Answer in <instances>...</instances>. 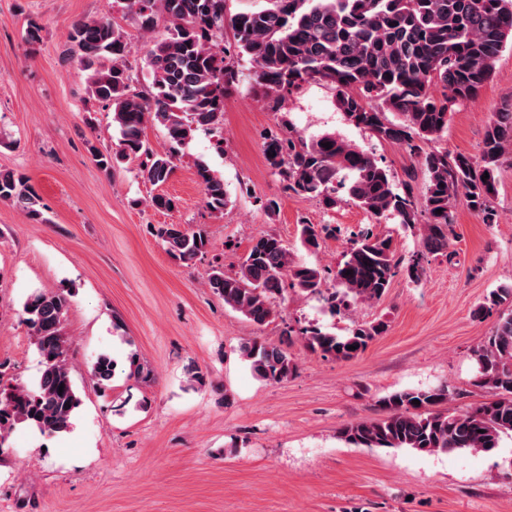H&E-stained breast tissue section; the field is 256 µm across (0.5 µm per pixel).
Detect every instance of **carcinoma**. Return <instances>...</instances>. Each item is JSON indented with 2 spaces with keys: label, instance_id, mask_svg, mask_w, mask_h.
Segmentation results:
<instances>
[{
  "label": "carcinoma",
  "instance_id": "1",
  "mask_svg": "<svg viewBox=\"0 0 512 512\" xmlns=\"http://www.w3.org/2000/svg\"><path fill=\"white\" fill-rule=\"evenodd\" d=\"M128 12L147 31L160 17L169 25L147 51L149 83L132 86L127 43L121 27L107 15L77 22L66 56L87 71L92 97L112 108L119 137L115 148L90 146L105 169L141 157L139 176L154 187L164 185L175 169L181 146L199 129L217 133L224 124V100L237 85L234 56L247 55L253 78L273 111L303 85L324 82L336 91V108L355 127L380 141L398 144L416 157L426 174L421 199L408 181L396 183L388 169L366 150L334 133L309 139L288 130L268 138L264 153L283 189L315 199L326 210L348 200L376 218H393L412 227L424 211V249L448 252L453 208L463 201L496 220L492 199L497 171L512 160V110L499 112L485 129L479 159L431 147L448 130V119L461 102L473 100L489 80L493 65L512 45V0H267L259 10L227 12V0H123ZM230 29L232 40L224 39ZM153 121L166 130L170 147L154 151L144 136ZM329 142L331 148L322 144ZM205 207L224 213L231 203L224 180L206 163L195 164ZM489 178L482 179L484 174ZM0 200L11 201L35 222L45 221L40 196L22 174L0 171ZM441 213H436V210ZM329 225L303 224L300 241L320 246ZM157 235L169 256L189 263L203 254L208 239L181 224H164ZM391 239L368 230L353 239L341 261L328 273L299 265L281 238L256 239L227 274L214 267L208 284L224 306L259 326L278 316L284 280L301 293L316 294L332 282L331 305L380 300L399 273ZM512 302V287L489 293L474 312L485 313ZM68 291L36 290L23 302L40 357V375L31 387L0 389V448L7 447L18 426L58 435L70 430L80 406L68 367L65 316ZM386 324H357L346 334L312 328L303 345L336 360L358 357L382 334ZM355 349H349V346ZM240 353L253 373L283 381L297 367L288 350L272 343L248 341ZM477 383L488 399L466 411L445 404L454 391L447 384L395 391L382 400L385 415L344 425L339 434L357 447L409 449L435 454L489 452L512 435V315L500 318L487 341L473 351ZM116 363L100 354L90 376L101 387L111 384ZM420 404L415 405L413 401Z\"/></svg>",
  "mask_w": 512,
  "mask_h": 512
}]
</instances>
